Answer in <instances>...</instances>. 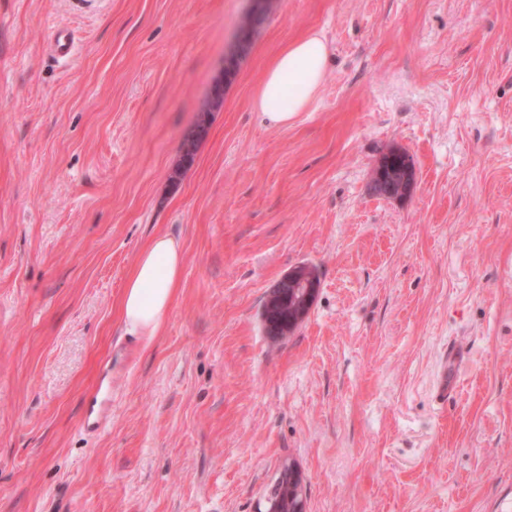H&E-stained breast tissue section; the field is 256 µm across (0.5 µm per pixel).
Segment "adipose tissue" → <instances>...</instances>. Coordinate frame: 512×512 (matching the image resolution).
I'll list each match as a JSON object with an SVG mask.
<instances>
[{"label": "adipose tissue", "mask_w": 512, "mask_h": 512, "mask_svg": "<svg viewBox=\"0 0 512 512\" xmlns=\"http://www.w3.org/2000/svg\"><path fill=\"white\" fill-rule=\"evenodd\" d=\"M328 49L320 32L284 46L271 60L254 95V107L270 124L285 126L307 111L326 74ZM183 264L179 241L155 236L140 252L126 285L121 317L127 330L153 335L173 301Z\"/></svg>", "instance_id": "adipose-tissue-1"}]
</instances>
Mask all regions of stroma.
Instances as JSON below:
<instances>
[{"mask_svg": "<svg viewBox=\"0 0 512 512\" xmlns=\"http://www.w3.org/2000/svg\"><path fill=\"white\" fill-rule=\"evenodd\" d=\"M247 3L0 0V512H263L286 460L308 512H499L512 0H272L178 171ZM310 31L322 87L271 125L255 90ZM394 148L415 182L381 198L372 173ZM158 234L180 242L181 277L137 336L120 301ZM301 265L318 295L274 340L263 305ZM104 388L111 420L85 432ZM207 133L208 132L205 130V125L198 124L195 133L191 132L186 137L183 147V154L177 167L178 171L183 172L192 164L195 157L197 144L206 137Z\"/></svg>", "mask_w": 512, "mask_h": 512, "instance_id": "35a3bbf8", "label": "stroma"}]
</instances>
